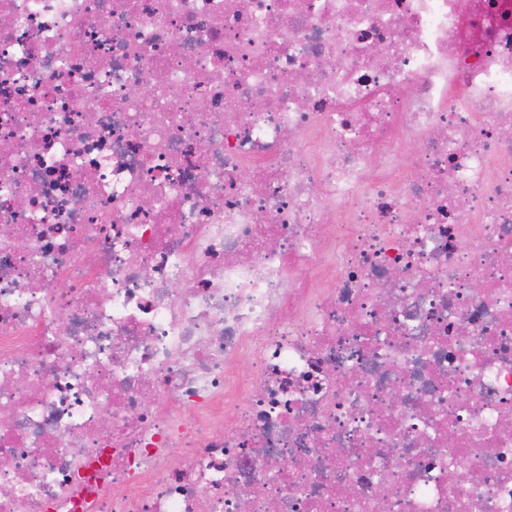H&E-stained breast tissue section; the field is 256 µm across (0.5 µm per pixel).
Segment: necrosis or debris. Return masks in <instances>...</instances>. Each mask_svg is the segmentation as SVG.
Returning <instances> with one entry per match:
<instances>
[{"label":"necrosis or debris","instance_id":"necrosis-or-debris-1","mask_svg":"<svg viewBox=\"0 0 512 512\" xmlns=\"http://www.w3.org/2000/svg\"><path fill=\"white\" fill-rule=\"evenodd\" d=\"M0 512H512V0H0Z\"/></svg>","mask_w":512,"mask_h":512}]
</instances>
